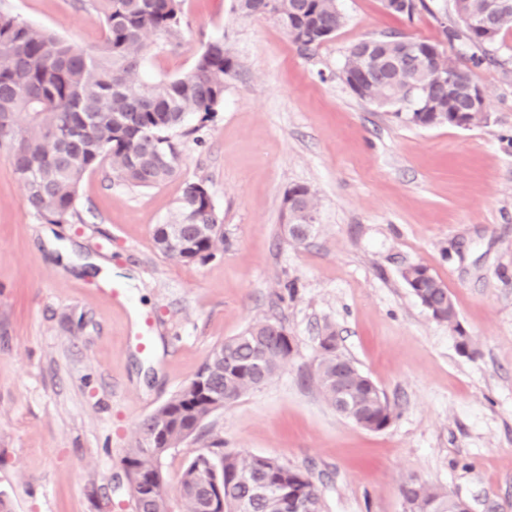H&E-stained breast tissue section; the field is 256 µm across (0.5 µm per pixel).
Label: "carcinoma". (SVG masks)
<instances>
[{
	"mask_svg": "<svg viewBox=\"0 0 512 512\" xmlns=\"http://www.w3.org/2000/svg\"><path fill=\"white\" fill-rule=\"evenodd\" d=\"M183 0H93L103 25V46L94 53L79 49L58 33L0 11V146L9 152L13 171L26 190L30 209L49 224L79 217L77 201L84 175L108 163L113 176L136 188H152L172 179L180 151L174 134L189 114L207 122L224 102V89L237 61L224 49V38L208 42L191 71L152 79L142 73L143 50L150 34L176 38ZM277 21L302 52L316 51L344 24L337 0H288ZM449 44L467 78L484 63L496 64L499 42L489 43L479 29H449ZM370 66L377 104L394 106L409 81L439 65L438 43L416 41L417 52L399 61L397 36ZM448 114L468 107L461 85L430 87ZM293 205L288 223L304 225L316 209L309 188L288 191ZM172 224H186L193 239L173 255L166 244ZM223 224L207 187L185 184L177 205L153 231L155 249L169 260L191 264L214 257L224 244ZM402 279L426 305L443 297V283L423 266H410ZM320 356L313 379L324 398L343 417L365 427L386 424L394 407L384 391L354 363L337 352L336 333L319 338ZM293 344L275 335L268 321L258 322L224 341L195 377L147 415L161 428L157 435L138 431L124 460L132 474L135 512H171L165 485L158 483L162 457L186 441L198 439L200 424L224 406L272 378L286 363ZM271 480L290 488L309 512H323L321 492L311 477L280 460L262 455L226 453L213 439L191 458L181 476L182 512H205L196 488L219 484L224 512H286L279 496H263L258 484ZM407 512H456L448 492L411 479L401 487Z\"/></svg>",
	"mask_w": 512,
	"mask_h": 512,
	"instance_id": "1",
	"label": "carcinoma"
}]
</instances>
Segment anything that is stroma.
I'll list each match as a JSON object with an SVG mask.
<instances>
[{"label": "stroma", "instance_id": "obj_1", "mask_svg": "<svg viewBox=\"0 0 512 512\" xmlns=\"http://www.w3.org/2000/svg\"><path fill=\"white\" fill-rule=\"evenodd\" d=\"M345 24L301 53L235 0H184L178 40L150 37L155 77L188 73L216 35L239 63L207 124L188 115L177 176L155 188L86 173L79 220L48 225L0 148V500L7 512H134L124 458L140 421L212 350L276 320L293 351L269 381L206 419L228 452L308 472L323 512H403L408 478L471 512H512V30L476 69L486 117L402 123L340 77L352 44L391 33L442 41L428 12L339 0ZM94 52L90 0H0ZM207 187L224 248L162 257L152 234L184 183ZM307 186L315 226L292 241L283 201ZM422 265L447 287L461 331L432 319L401 278ZM394 407L379 432L340 416L310 373L324 326ZM469 336L470 353L458 347Z\"/></svg>", "mask_w": 512, "mask_h": 512}]
</instances>
